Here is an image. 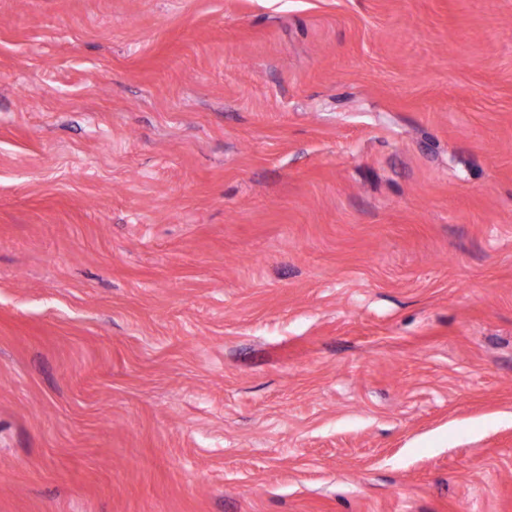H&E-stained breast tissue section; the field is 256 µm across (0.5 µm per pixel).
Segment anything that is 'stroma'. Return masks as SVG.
I'll list each match as a JSON object with an SVG mask.
<instances>
[{
    "label": "stroma",
    "mask_w": 512,
    "mask_h": 512,
    "mask_svg": "<svg viewBox=\"0 0 512 512\" xmlns=\"http://www.w3.org/2000/svg\"><path fill=\"white\" fill-rule=\"evenodd\" d=\"M0 512H512V0H0Z\"/></svg>",
    "instance_id": "stroma-1"
}]
</instances>
